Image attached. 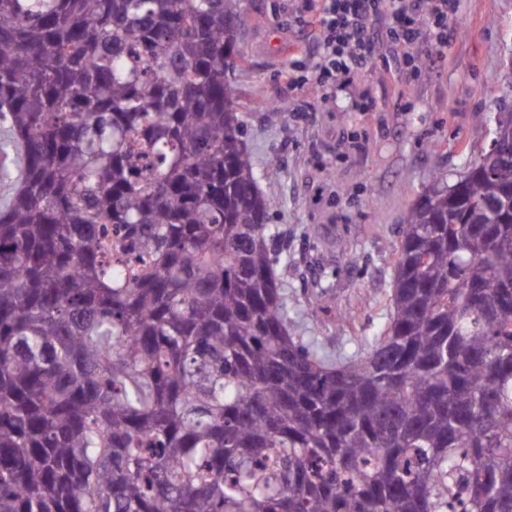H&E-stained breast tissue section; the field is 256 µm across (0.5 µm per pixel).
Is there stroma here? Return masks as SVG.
Masks as SVG:
<instances>
[{"label":"stroma","mask_w":512,"mask_h":512,"mask_svg":"<svg viewBox=\"0 0 512 512\" xmlns=\"http://www.w3.org/2000/svg\"><path fill=\"white\" fill-rule=\"evenodd\" d=\"M461 28L420 70L368 67L321 95L304 0H244L234 84L259 188L288 252L295 335L352 352L387 314L397 227L434 175L454 182L490 141L486 115L512 109V0H460ZM300 60L306 79L283 72Z\"/></svg>","instance_id":"1"}]
</instances>
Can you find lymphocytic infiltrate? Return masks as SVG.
Segmentation results:
<instances>
[{
    "label": "lymphocytic infiltrate",
    "instance_id": "1",
    "mask_svg": "<svg viewBox=\"0 0 512 512\" xmlns=\"http://www.w3.org/2000/svg\"><path fill=\"white\" fill-rule=\"evenodd\" d=\"M307 9L321 34L315 72L323 87L372 63L383 37L414 66L426 33L446 41L448 24L458 16L455 0H307Z\"/></svg>",
    "mask_w": 512,
    "mask_h": 512
}]
</instances>
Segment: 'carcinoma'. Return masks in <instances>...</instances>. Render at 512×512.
I'll list each match as a JSON object with an SVG mask.
<instances>
[{"label": "carcinoma", "instance_id": "obj_1", "mask_svg": "<svg viewBox=\"0 0 512 512\" xmlns=\"http://www.w3.org/2000/svg\"><path fill=\"white\" fill-rule=\"evenodd\" d=\"M242 14L0 0V512H512V169L420 195L329 358L288 327Z\"/></svg>", "mask_w": 512, "mask_h": 512}]
</instances>
